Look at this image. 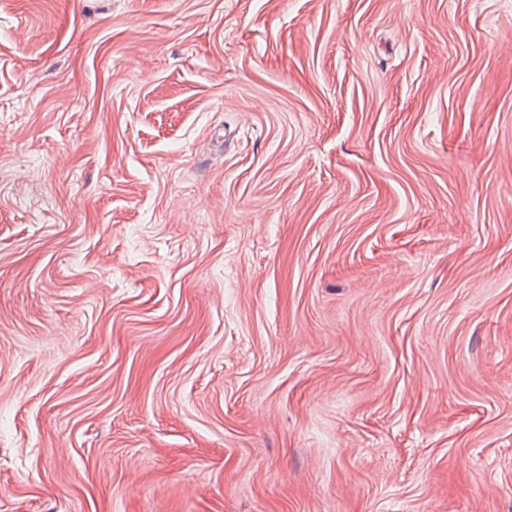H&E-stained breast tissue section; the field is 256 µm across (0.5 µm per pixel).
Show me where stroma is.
<instances>
[{"instance_id": "1", "label": "stroma", "mask_w": 512, "mask_h": 512, "mask_svg": "<svg viewBox=\"0 0 512 512\" xmlns=\"http://www.w3.org/2000/svg\"><path fill=\"white\" fill-rule=\"evenodd\" d=\"M0 512H512V0H0Z\"/></svg>"}]
</instances>
